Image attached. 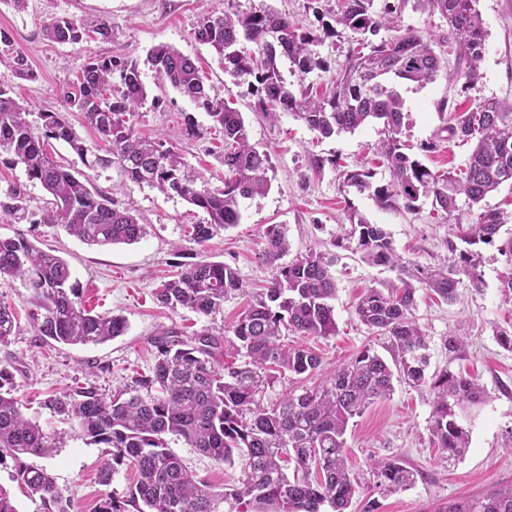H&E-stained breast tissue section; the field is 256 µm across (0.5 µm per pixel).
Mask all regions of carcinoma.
Wrapping results in <instances>:
<instances>
[{"instance_id":"carcinoma-1","label":"carcinoma","mask_w":512,"mask_h":512,"mask_svg":"<svg viewBox=\"0 0 512 512\" xmlns=\"http://www.w3.org/2000/svg\"><path fill=\"white\" fill-rule=\"evenodd\" d=\"M336 23L361 36L336 76L332 89L321 94L305 83L322 68L311 45L320 36L299 30L275 10L206 15L195 29L198 42L219 55L224 68L240 77L254 78L256 109L267 116L291 112L322 138L351 133L368 121L382 123L387 137L380 151L390 181L373 186V173H347V184L357 191L373 189L384 209L398 205L411 211L422 198L455 219L458 197L477 204L505 183L512 184V103L474 102L454 115L448 134L476 141L461 177L439 174L402 151L400 134L407 83L424 85L440 70L431 39L415 32H399L395 19L404 0H342ZM419 9L440 14L448 23L459 59L455 77L472 89L481 79L480 63L486 32L476 8L477 0H416ZM382 28L394 31L378 44L369 41ZM48 39L77 43L86 35L72 18L54 17L46 23ZM257 45L258 53L238 49L241 40ZM286 59L299 75L292 90L278 67ZM148 60L160 80L208 112L224 132V180L212 186L186 169L182 157L162 140L136 135L132 122L147 93L137 62L112 54L92 59L77 84L62 91L61 109L38 113L41 124L29 119V106L0 87V164L22 166L31 181L52 196V207L37 224H61L89 245L133 244L145 229L130 207L117 208L92 190L90 178L61 163L47 149L52 139L67 144L89 169L116 164L130 180L164 195H176L202 210L207 219L191 225L190 240L205 246L219 231L239 223L240 200L266 194L268 155L250 143L242 113L210 95L195 62L167 44L152 48ZM11 67L25 80L33 78L26 54L15 47L10 33L0 29V64ZM119 85H111L113 76ZM83 114L105 145L106 155L91 152L77 135L69 115ZM25 192L11 188L0 198V214L26 216ZM361 258L373 265L397 270L401 287L384 292L370 288L355 303V313L368 328L389 337L394 365L366 349L340 366L318 386L296 395L284 392L274 402H264L275 376L314 373L321 358L304 347L288 348V333L328 337L336 333L332 300L336 282L325 254L309 250L286 265L278 261L289 251L281 227L263 231L260 256L275 267L269 285L252 297L236 322L222 332L204 331L189 339L171 328L154 339L157 358L147 373H137L123 387L104 394L95 386L76 385L49 400L54 413L76 422L89 443L110 448V458L99 470V482L108 486L118 467L127 465L137 474L129 498L102 499L98 512H354L353 500L361 482L351 476L344 435L349 422L373 401L389 396L394 374L415 388L429 386L435 393L431 425L433 442L448 461L459 459L469 448V432L461 423L482 404L484 387L472 378L444 370L427 376V337L417 322L415 284L439 298H455L458 279L467 275L481 284L478 259L473 251L448 241V266L424 268L403 260L380 224L349 215ZM502 223L501 213L486 210L477 220L454 223L455 236L473 246L490 244ZM178 273L160 284L157 302L175 311L187 308L211 316L233 295L247 294L237 269L212 261L204 252L191 262H177ZM20 277L34 292L30 319L47 342L70 346L97 345L125 334L126 320L118 315L87 310L71 281L69 265L53 251L37 248L18 234L0 237V279ZM17 330L13 309L0 303V343ZM242 357L244 363L219 365L218 357ZM10 364L0 363V456L18 462L16 481L31 496L70 512L54 477L47 469L24 462L27 457H48L65 447L66 435L44 429L27 417L12 394ZM218 463L240 464V474L229 487L216 491L198 481L169 448L166 437ZM293 473H288V467ZM376 486L386 491L413 487L418 471L398 459L376 462ZM448 512H512V490L498 491L478 503L455 504Z\"/></svg>"}]
</instances>
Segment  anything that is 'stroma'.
I'll list each match as a JSON object with an SVG mask.
<instances>
[{
	"label": "stroma",
	"mask_w": 512,
	"mask_h": 512,
	"mask_svg": "<svg viewBox=\"0 0 512 512\" xmlns=\"http://www.w3.org/2000/svg\"><path fill=\"white\" fill-rule=\"evenodd\" d=\"M477 8L486 30L485 53L481 79L470 90L448 79L457 59L446 21L417 9L412 0H406L397 15L401 31L432 39L441 61L433 82L403 86L406 107L400 134L406 153L437 172L464 167L472 151L471 144L447 132L455 109L476 99L512 101V0H478ZM264 9L288 15L303 31L321 33L323 27H331V34L313 46L323 66L307 77L315 86H330L356 39L335 23L340 0H25L21 10L11 0H0V29L27 53L35 73L34 79L22 80L0 65V86L11 88L33 111H53L60 107L62 89L76 82L91 57L113 54L134 59L147 91L134 117L136 133L175 144L186 167L215 186L224 177L218 161L224 137L207 112L161 82L146 61L148 52L167 44L189 55L211 95L242 113L250 143L270 158L271 189L266 195L241 200L239 224L207 242L206 255L236 268L246 286L264 287L274 270L259 258L262 234L267 225L277 224L288 238L290 255L312 248L325 253L337 284L335 335L287 338L288 344L318 353L320 368L312 375L281 379L268 393L274 399L285 389L299 394L313 387L363 349L387 360L392 357L388 336L363 325L354 306L366 289L399 287L398 274L361 260L350 237V213L382 225L396 252L424 267L447 263L451 229L445 213L434 209L431 200H420L413 211L385 210L372 192L361 193L347 185V172L359 169L373 172V184L389 181L390 172L376 153L384 137L382 124L370 122L354 132L321 140L290 113L267 117L255 108L257 96L250 78L225 70L215 51L194 36L202 16ZM61 16L82 22L89 36L77 43L48 41L45 24ZM103 20L112 30L108 41L94 32ZM189 121L197 130L190 139L182 134ZM90 176L95 189L114 205L136 209L146 228L137 243L90 246L59 224L0 217L1 237L22 234L40 248L54 249L67 261L89 309L121 315L127 321L123 336L103 344L51 346L42 342L27 318L33 295L28 282L19 277L0 280V301L15 309L19 321L8 343L0 344V362L13 367V393L22 401L25 414L45 428L68 434L65 448L49 458H33L32 463L54 476L63 496L71 501L70 512H97L107 494L127 498L137 475L123 466L109 486L100 485L98 468L108 457L106 448L87 444L77 427L46 407V399L78 384L112 392L135 373L148 372L155 361L154 340L163 331L176 327L189 337L207 329L218 332L233 323L246 305L245 298L236 296L212 316L160 306L153 293L177 272L175 247H182L187 255L196 252L186 228L200 222L203 212L180 197L132 182L114 164L97 167ZM485 210L502 212L503 222L492 244L476 248L481 286L473 287L467 277H460L456 298L448 303L422 288L416 293L415 316L429 342L428 373L447 368L475 378L486 392L485 403L467 422L468 452L462 460L444 461L430 435L433 391L394 379L391 395L351 419L345 434L353 472L368 474L370 463L395 457L421 474L407 490L387 494L374 487L362 490L361 500H375L377 512H445L450 503L479 502L495 491L512 488V352L496 340L499 328L512 325V307L503 304L499 292L500 277L512 266V256L501 251L512 240V187H500L479 204L461 205L459 213L463 222L470 223ZM452 332L464 338L453 357L443 347ZM169 447L195 477L215 489L232 484L239 474L238 468L215 462L183 441H170Z\"/></svg>",
	"instance_id": "obj_1"
}]
</instances>
